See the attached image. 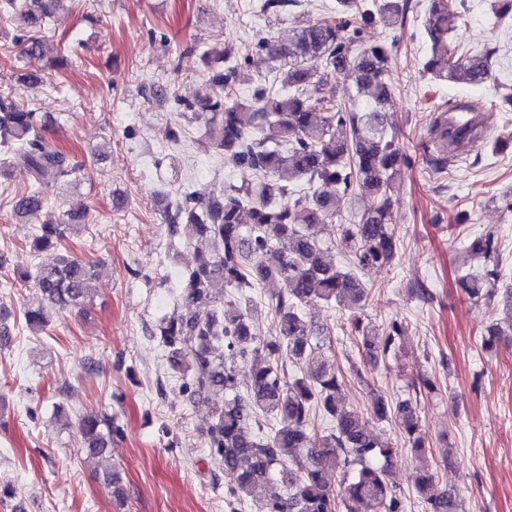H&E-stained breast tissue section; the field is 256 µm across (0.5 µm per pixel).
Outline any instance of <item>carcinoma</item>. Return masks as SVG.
<instances>
[{"label": "carcinoma", "mask_w": 512, "mask_h": 512, "mask_svg": "<svg viewBox=\"0 0 512 512\" xmlns=\"http://www.w3.org/2000/svg\"><path fill=\"white\" fill-rule=\"evenodd\" d=\"M66 2L0 0V22L21 21L14 44L26 60L46 56L49 45L41 29L66 10ZM408 4L336 0L328 16L302 24L286 42L268 33L237 51L226 48L224 60L234 64L211 75L214 95L199 105L197 116L205 120L213 148L248 170L253 181L228 185L203 201L186 193L168 206L164 223L171 236L183 224L193 228L189 246L196 264L182 275L186 312L159 319L152 335L168 349L172 366L188 380L194 403L202 407L201 428L212 458L235 478L225 491L230 506L251 501L261 512L403 510L389 482L397 449L369 433L363 414L346 403L332 329L307 322L302 309L322 301L347 311L342 332L370 358H385L401 343L398 324L380 328L361 315L368 297L364 272L391 263L397 250L388 210L393 181L410 162L395 136H387L382 118L392 92L390 53L382 44H362V33L377 23H397ZM460 7V0H431L423 29L433 53L424 70L476 86L491 77L493 51L463 59L448 50ZM261 55L274 63L289 91H271L255 78L251 58ZM342 71L350 72L357 93L371 100L370 111L361 114L338 99L332 79ZM310 82L317 87L314 99L304 97ZM238 85L252 86L251 96L239 97ZM481 109L479 103L451 100L435 109L429 136L437 170L483 138ZM42 131L36 113L0 85V149L20 157L28 184L15 197L18 217L43 209L46 177L65 184L79 170L45 141ZM290 182L300 186L298 197L283 204L281 198L292 192ZM338 192L350 197L369 192L378 202L358 223L340 225L335 247L344 261L335 265L319 233L336 215ZM246 206L248 224L241 219ZM74 220L69 215L40 225L34 248L50 247L78 231L81 225ZM469 253L483 258L485 266L461 276L465 292L471 299L495 296L502 274L494 232L476 237ZM21 279L32 281L36 291L25 311L34 333L44 331L60 312L86 311L96 297L94 265L74 258L24 272ZM275 280L286 283L268 301L280 334L264 340L237 295ZM200 301L211 303L205 315L195 308ZM237 359L250 364V383L243 391ZM290 365L299 372L289 373ZM216 397L224 398L222 406L212 405ZM320 413L332 425L319 436L313 426ZM370 415L397 423L411 450L425 451L420 417L410 401L392 405L373 394ZM269 417L276 425L266 429L263 421ZM77 430L92 454L104 453L122 436L104 413L81 415ZM333 470L340 477L337 488L326 481Z\"/></svg>", "instance_id": "cac0c4a2"}]
</instances>
